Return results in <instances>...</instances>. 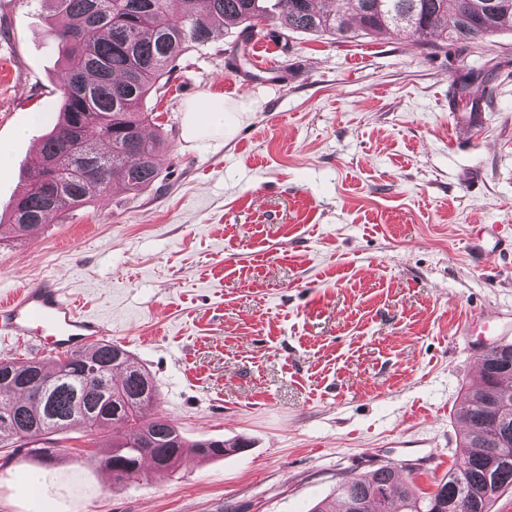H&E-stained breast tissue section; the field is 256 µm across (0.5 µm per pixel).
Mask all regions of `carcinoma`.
Returning a JSON list of instances; mask_svg holds the SVG:
<instances>
[{"instance_id": "carcinoma-1", "label": "carcinoma", "mask_w": 512, "mask_h": 512, "mask_svg": "<svg viewBox=\"0 0 512 512\" xmlns=\"http://www.w3.org/2000/svg\"><path fill=\"white\" fill-rule=\"evenodd\" d=\"M54 16L53 38L63 57L60 120L34 159L37 174L13 200L11 230L18 236L63 216L114 183L138 194L158 181L160 142L147 131L143 102L159 90L175 63L196 45L241 27L242 42L258 28L354 36L397 30L418 46L436 36L442 45L512 32V0H45ZM156 389L150 373L117 344L63 353L44 362L0 360V447L55 458L49 435L81 426L112 425L104 467L112 490L141 477L142 463L176 469L186 451L202 459L246 448L240 441L200 440L187 445L164 415L149 416ZM460 408L469 427L460 443L461 465L432 493L418 492L395 466H381L336 487L343 512H489L512 487V344L479 360L478 378Z\"/></svg>"}]
</instances>
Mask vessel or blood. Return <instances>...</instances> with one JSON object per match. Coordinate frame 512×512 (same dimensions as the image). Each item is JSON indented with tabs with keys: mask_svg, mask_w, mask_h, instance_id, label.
Masks as SVG:
<instances>
[{
	"mask_svg": "<svg viewBox=\"0 0 512 512\" xmlns=\"http://www.w3.org/2000/svg\"><path fill=\"white\" fill-rule=\"evenodd\" d=\"M111 331L86 314L60 288L46 282L0 299V336L39 348L74 352L107 341Z\"/></svg>",
	"mask_w": 512,
	"mask_h": 512,
	"instance_id": "b4317fda",
	"label": "vessel or blood"
}]
</instances>
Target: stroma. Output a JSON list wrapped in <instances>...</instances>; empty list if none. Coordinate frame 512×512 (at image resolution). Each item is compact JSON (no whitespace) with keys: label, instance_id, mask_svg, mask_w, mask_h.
I'll return each mask as SVG.
<instances>
[{"label":"stroma","instance_id":"35a3bbf8","mask_svg":"<svg viewBox=\"0 0 512 512\" xmlns=\"http://www.w3.org/2000/svg\"><path fill=\"white\" fill-rule=\"evenodd\" d=\"M48 14L0 0L4 221L59 121ZM255 39L286 83L253 81L225 28L144 103L164 138L154 186L0 239V294L55 283L151 374L187 442L246 448L115 491L111 430L70 428L49 463L0 448V512H309L378 467L430 493L459 462L481 327L512 321V251L469 250L475 226L512 234V32L432 50L397 32ZM207 96L224 132L186 139Z\"/></svg>","mask_w":512,"mask_h":512}]
</instances>
